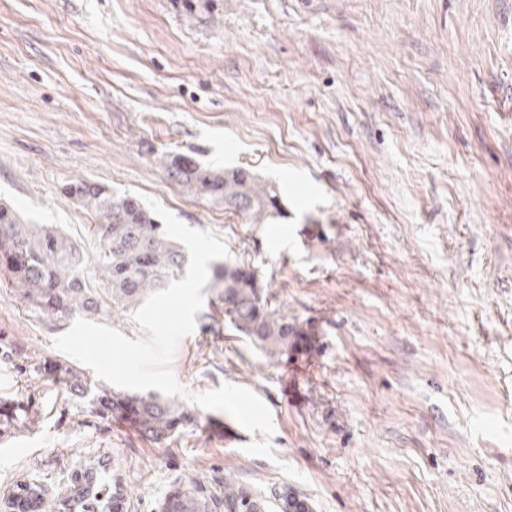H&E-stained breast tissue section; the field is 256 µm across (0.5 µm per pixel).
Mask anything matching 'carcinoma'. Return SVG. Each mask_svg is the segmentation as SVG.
I'll return each instance as SVG.
<instances>
[{
  "label": "carcinoma",
  "mask_w": 512,
  "mask_h": 512,
  "mask_svg": "<svg viewBox=\"0 0 512 512\" xmlns=\"http://www.w3.org/2000/svg\"><path fill=\"white\" fill-rule=\"evenodd\" d=\"M199 20L215 23L212 0H184ZM156 163L169 182L196 198L242 216L248 224H264L281 212L279 187L245 168L219 170L206 167L188 154L160 152ZM65 193L91 218L87 225L98 249L90 254L58 229L30 224L7 204L0 203V276H5L19 297L42 313L60 318L75 314L107 315L110 308L140 305L170 280L186 275L189 254L164 234L157 216L134 194H118L96 182L77 181ZM208 287L224 302V324L270 358L295 348L297 328L273 304L260 285L257 271L238 263L209 266ZM71 395L103 417L127 423L143 438L165 444L195 416L179 403L158 394L114 392L80 369L43 362ZM95 491L112 497V512H125L119 490H110L101 476ZM280 512H311L282 489L273 495ZM11 512H53L37 486L18 489L7 505ZM266 512L268 501L230 479L224 494L202 498L190 488L176 487L163 500L161 512Z\"/></svg>",
  "instance_id": "cac0c4a2"
}]
</instances>
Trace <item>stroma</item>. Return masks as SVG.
Returning a JSON list of instances; mask_svg holds the SVG:
<instances>
[{"instance_id":"stroma-1","label":"stroma","mask_w":512,"mask_h":512,"mask_svg":"<svg viewBox=\"0 0 512 512\" xmlns=\"http://www.w3.org/2000/svg\"><path fill=\"white\" fill-rule=\"evenodd\" d=\"M162 151L272 180L280 217L197 200ZM77 180L215 232L300 327L264 358L208 288L172 362L187 392H255L275 456L220 410L159 448L30 381L32 353L72 365V321L0 277V512L99 466L127 512L228 475L313 512H512V0H224L213 25L180 0H0V203L92 253Z\"/></svg>"}]
</instances>
